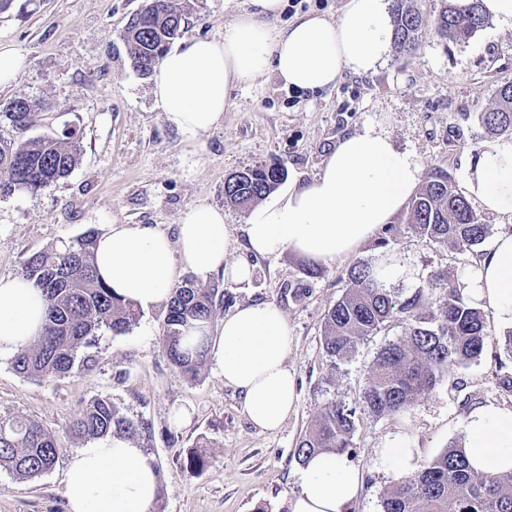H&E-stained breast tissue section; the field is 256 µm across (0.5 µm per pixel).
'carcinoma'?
I'll use <instances>...</instances> for the list:
<instances>
[{
	"label": "carcinoma",
	"instance_id": "1",
	"mask_svg": "<svg viewBox=\"0 0 512 512\" xmlns=\"http://www.w3.org/2000/svg\"><path fill=\"white\" fill-rule=\"evenodd\" d=\"M142 14L134 15L124 39L134 68L143 76L179 35L183 15L172 0H151ZM488 23L481 0H445L435 20V31L445 39L465 43ZM394 52L408 54L418 45L419 15L394 0ZM36 103L14 98L0 110L18 138H0V196L34 194L67 177L78 164L80 148L75 130L63 124L53 136L26 137ZM482 123L498 134H512V82L496 89L495 106L480 115ZM284 179L277 164L259 165L236 172L224 183V198L246 208ZM409 219L425 239L451 245L459 251L481 245L490 232L473 213L466 197L456 189L443 168L430 170L412 200ZM93 233L59 247L39 251L23 263L21 275L40 288L47 299L43 332L31 346L12 359L20 375L37 380L70 376L86 369L95 357L88 349L98 332L115 335L129 331L141 310L122 301L97 279ZM390 262L357 263L347 271L351 287L327 310L322 349L331 365L351 354L358 342L394 320L404 325L399 341L378 354L363 386V407L376 416L404 412L436 385L443 370L464 365L481 356L490 335L484 314L469 306L457 286L442 276L431 284L440 290L437 312H420L423 293L404 299L383 281ZM216 288H205L193 278L177 284L167 303L161 336L169 361L184 376L194 379L204 362L202 347H183L185 332L213 324L218 314ZM356 409L331 403L299 438V463L317 453L348 454ZM149 433V424L124 414L107 396L92 398L67 427L73 441L120 434L137 437ZM62 451L59 438L34 420L0 414V466L21 479L50 471ZM382 512H512V471L488 475L474 472L464 448H448L425 462L414 475L399 481L382 500Z\"/></svg>",
	"mask_w": 512,
	"mask_h": 512
}]
</instances>
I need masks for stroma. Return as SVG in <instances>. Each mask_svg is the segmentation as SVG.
<instances>
[{"instance_id": "1", "label": "stroma", "mask_w": 512, "mask_h": 512, "mask_svg": "<svg viewBox=\"0 0 512 512\" xmlns=\"http://www.w3.org/2000/svg\"><path fill=\"white\" fill-rule=\"evenodd\" d=\"M173 3L183 14L185 40L223 35L247 6V0ZM404 3L422 20L416 51L391 55L368 74H344L324 92H298L263 75L232 89L223 124L190 142L164 122L152 80L136 72L123 39L144 0H13L0 13V41L12 43L26 66L0 91V105L16 97L36 100L29 135H51L70 124L80 159L68 177L36 194L0 197V276L20 274L33 253L89 231L103 235L115 224L174 233L183 212L201 201L223 209L232 233L228 257L237 259L248 213L226 203L225 180L271 163L284 169L286 181L311 178L340 137L371 120L383 122L425 168L447 169L464 188L468 162L491 136L478 115L494 107L501 84L512 82V28L492 21L456 44L434 31L444 0ZM483 254L480 246L461 252L424 239L403 212L390 232L364 242L351 260L323 265L318 277L308 276V261L285 253L253 258V274L244 282L205 279V286L223 293V314L271 303L288 321L287 360L298 403L272 432L249 423L240 393L224 385L211 364L191 380L169 363L160 340L162 306L142 311L124 334L101 332L94 365L69 377L50 383L26 378L10 358H0V414L35 420L63 438L55 466L39 477L20 479L0 468V512H68L63 474L82 444L65 438V428L99 395L151 427L137 443L154 457L162 480L153 512H286V500L298 489L296 444L334 401L356 411L352 458L363 482L348 512H381L395 484L375 463L384 438L398 431L414 437L427 460L460 444L458 420L470 409L489 401L512 406V391L501 385L512 375V358L495 342L499 328L489 325L492 339L478 359L443 371L434 389L403 414L377 417L362 408L363 385L380 351L401 338L402 325L387 324L332 364L322 351L324 314L349 288L351 263L384 255L395 265L387 286L401 297L428 290L444 274L476 305ZM178 408L190 414L180 425L170 419ZM194 451L206 463L191 471L186 460Z\"/></svg>"}]
</instances>
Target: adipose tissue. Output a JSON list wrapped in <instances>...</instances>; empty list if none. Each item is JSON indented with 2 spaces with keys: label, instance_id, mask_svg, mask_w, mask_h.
Here are the masks:
<instances>
[{
  "label": "adipose tissue",
  "instance_id": "obj_1",
  "mask_svg": "<svg viewBox=\"0 0 512 512\" xmlns=\"http://www.w3.org/2000/svg\"><path fill=\"white\" fill-rule=\"evenodd\" d=\"M284 0H249L219 38L190 39L155 67L153 96L165 123L188 137L219 126L232 89L271 73L285 86L327 89L344 73L375 71L394 50L391 0H346L336 19L317 13L273 30ZM423 174L417 155L399 149L387 129L367 123L341 138L319 172L256 205L244 226L245 257L227 261L231 233L223 209H187L176 237L138 224H116L99 237L95 265L113 293L149 309L168 301L177 270L206 278L215 272L248 279L249 255L290 253L317 263L357 252L400 214ZM469 192L484 212L512 222V140H485L467 168ZM477 300L502 329H512V231L495 236L479 262ZM47 302L23 276L0 277V357L16 353L41 332ZM206 357L225 385L241 394L248 421L278 429L295 411V373L287 363L288 322L273 304L237 308L204 339ZM464 448L476 471L512 469V406L479 405L460 420ZM422 450L407 435L388 436L378 462L402 478L417 471ZM68 512H151L160 480L153 457L123 436L75 451L64 472ZM361 486L349 455L321 453L301 466L288 512H347Z\"/></svg>",
  "mask_w": 512,
  "mask_h": 512
}]
</instances>
